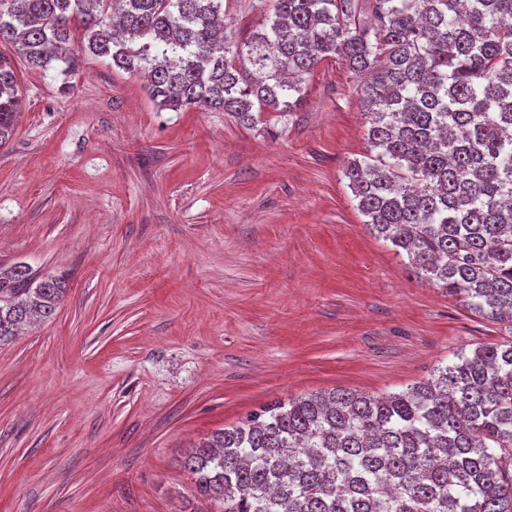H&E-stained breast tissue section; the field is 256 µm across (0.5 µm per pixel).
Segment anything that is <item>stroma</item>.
<instances>
[{
	"label": "stroma",
	"instance_id": "stroma-1",
	"mask_svg": "<svg viewBox=\"0 0 512 512\" xmlns=\"http://www.w3.org/2000/svg\"><path fill=\"white\" fill-rule=\"evenodd\" d=\"M267 0H224L246 40ZM11 58L25 97L0 145V272L64 293L0 344V512H212L183 462L269 405L384 396L512 338L370 232L343 175L369 156L362 75L336 57L301 109L253 126L157 111L87 55Z\"/></svg>",
	"mask_w": 512,
	"mask_h": 512
}]
</instances>
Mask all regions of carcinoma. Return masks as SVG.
Listing matches in <instances>:
<instances>
[{"label":"carcinoma","instance_id":"cac0c4a2","mask_svg":"<svg viewBox=\"0 0 512 512\" xmlns=\"http://www.w3.org/2000/svg\"><path fill=\"white\" fill-rule=\"evenodd\" d=\"M232 41L224 0H0V42L68 78L90 53L141 74L162 111L223 110L251 125L294 112L334 55L361 87L375 158L344 168L365 224L479 315L512 329V0H270ZM83 44L73 47L74 30ZM25 105L0 55V144ZM63 289L0 275V343L53 315ZM220 512H512V341L375 397L300 396L189 453Z\"/></svg>","mask_w":512,"mask_h":512}]
</instances>
